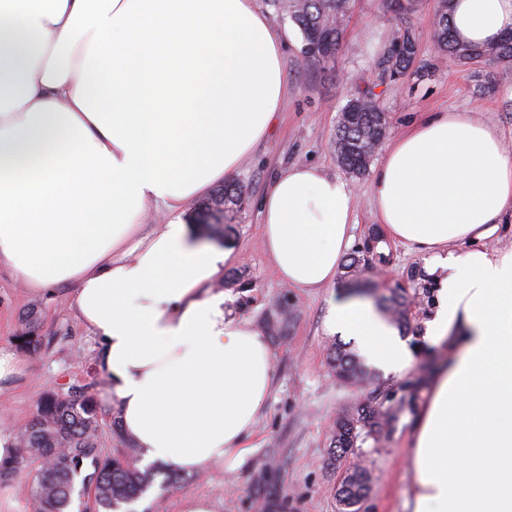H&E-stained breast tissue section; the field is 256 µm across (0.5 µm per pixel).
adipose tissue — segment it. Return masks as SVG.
I'll list each match as a JSON object with an SVG mask.
<instances>
[{
	"mask_svg": "<svg viewBox=\"0 0 512 512\" xmlns=\"http://www.w3.org/2000/svg\"><path fill=\"white\" fill-rule=\"evenodd\" d=\"M461 40L512 30V0H454ZM282 39L254 0H0V266L34 294L71 283L101 345L122 431L183 472L242 466L275 385L263 334L213 283L233 248L202 245L185 207L265 138L285 90ZM370 192L386 236L437 283L425 341L447 350L411 434L406 512H512V155L469 112L400 134ZM347 184L295 164L261 209L276 278L332 285L353 240ZM327 326L369 363L409 367L373 308Z\"/></svg>",
	"mask_w": 512,
	"mask_h": 512,
	"instance_id": "adipose-tissue-1",
	"label": "adipose tissue"
}]
</instances>
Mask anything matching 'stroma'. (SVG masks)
Here are the masks:
<instances>
[{"label": "stroma", "instance_id": "stroma-1", "mask_svg": "<svg viewBox=\"0 0 512 512\" xmlns=\"http://www.w3.org/2000/svg\"><path fill=\"white\" fill-rule=\"evenodd\" d=\"M255 4L284 36L287 92L270 134L229 175L242 187L246 205L230 208L225 223L205 226L204 231L215 244L235 249L220 287L233 297L237 314L268 339L275 386L244 465L233 471L218 464L202 474L177 473L173 487H152L134 508L181 512L184 498L205 496L212 499L214 512H338L346 464L332 458L330 434L337 416L364 400L389 411L391 426L385 435L367 439L354 451V461L371 476L358 510L404 512L409 437L427 400L425 380L442 356L423 339L435 311L436 284L426 274L421 255L391 243L378 249L373 232L379 224L369 181L346 174L336 161L332 141L337 120L352 94L369 90L387 114L388 139H395L424 112H470L487 122L512 151V66L490 69L439 56L431 28L440 0H417L411 15L419 56L435 61L434 72L397 81L382 79L376 67L396 30L384 0H350L341 50L326 64L302 58L301 34L287 15L267 0ZM483 80L490 83L489 93L477 91ZM297 163L317 165L344 178L355 199L354 241L335 283L314 294L279 284L261 242L265 193L281 170ZM356 288L371 303L391 288L405 289L411 299L407 324L398 330L413 351L411 367L399 374L377 373L373 383L362 387L330 375L331 349L340 337L326 326L331 301L351 296ZM70 294L66 285L50 296L32 294L9 269H0V345H13L31 311L36 314L32 333L42 342L38 354L19 352L24 374L0 386V428L19 435L44 393L67 396L89 385L99 402L101 455L140 459L139 449L121 430L117 408L107 401L98 342L73 317ZM36 467L35 461H27L12 478L0 482V512H32Z\"/></svg>", "mask_w": 512, "mask_h": 512}]
</instances>
